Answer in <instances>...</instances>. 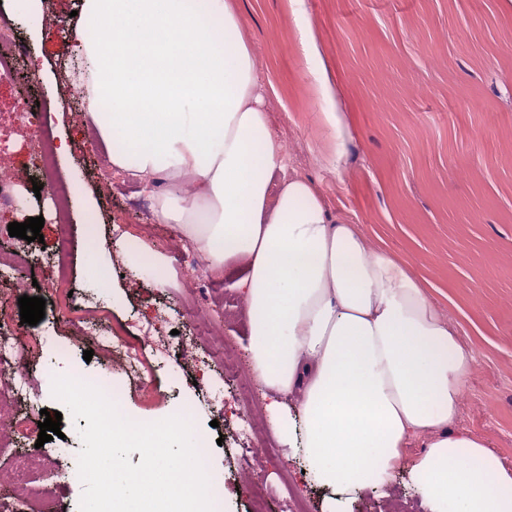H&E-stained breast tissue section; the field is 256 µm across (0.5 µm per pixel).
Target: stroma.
<instances>
[{"label":"stroma","mask_w":512,"mask_h":512,"mask_svg":"<svg viewBox=\"0 0 512 512\" xmlns=\"http://www.w3.org/2000/svg\"><path fill=\"white\" fill-rule=\"evenodd\" d=\"M244 40L253 50L258 89L286 170L310 180L331 217L356 224L372 248L395 257L421 283L428 300L456 326L476 363L460 399L459 426L485 440L512 467V7L505 0H227ZM79 0H50L42 36L25 24L17 29L26 45L23 79L0 83V145L12 169L29 172L18 189L23 211H0V248L14 245L8 225L43 217V241L24 291L0 282V301L17 307L20 295L43 296L42 281L54 278L58 226L49 194L35 196L39 165L15 117L17 101L31 96L44 109L54 138H66L68 153L56 156V177L88 198L72 207L70 272L80 297L97 299L111 317L104 329L133 334L155 311L165 315L170 347L146 346L144 374L156 391L144 398L140 379L123 370L93 341L55 337L35 369L41 383L25 386L14 408L61 412L60 437L44 443V482L55 494L47 512H79L83 485L78 476L82 447L78 421L55 399L49 378L70 370L117 388L123 410L142 422L189 409L207 440L209 469L222 492L223 512H327V492L302 472L289 447L275 444L271 460L249 461L250 442L237 436L245 396L266 405L251 373L246 349L247 319L235 286L237 266L216 273L198 270L205 287L188 292L172 252V227L137 244H118L116 224L145 223L134 205L140 184L126 180L111 198L98 190L95 166L104 147L89 135L68 101L71 86L54 85L77 48L72 10ZM309 37L313 52H304ZM327 80L330 95L319 92ZM341 120L334 133L324 119ZM97 251L109 268L108 289L91 278L88 256ZM163 264L160 276H145L147 260ZM195 297L207 307L203 320L184 306ZM92 351L84 360V351ZM209 353L200 367L196 356ZM203 386H196V379ZM495 387L496 403L484 399ZM224 399L216 414L208 394ZM424 448L416 437L404 466L394 470L386 493L366 491L342 501L337 512H424L409 479V462Z\"/></svg>","instance_id":"1"}]
</instances>
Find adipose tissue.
<instances>
[{
  "label": "adipose tissue",
  "instance_id": "1",
  "mask_svg": "<svg viewBox=\"0 0 512 512\" xmlns=\"http://www.w3.org/2000/svg\"><path fill=\"white\" fill-rule=\"evenodd\" d=\"M70 74L113 168L167 173L155 220L214 270L240 264L271 431L332 501L386 489L410 438L428 512H512V468L455 429L475 357L392 256L283 172L251 47L226 0H82Z\"/></svg>",
  "mask_w": 512,
  "mask_h": 512
}]
</instances>
